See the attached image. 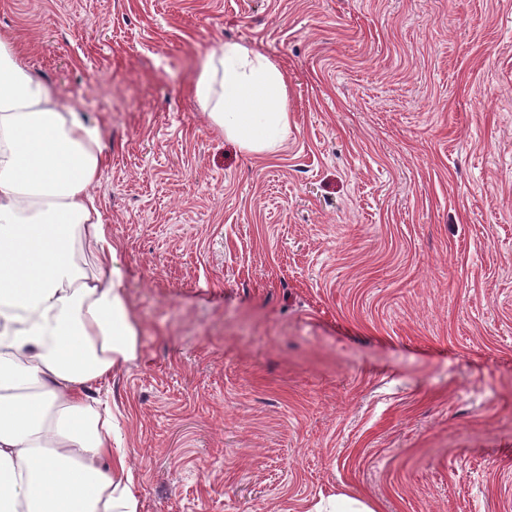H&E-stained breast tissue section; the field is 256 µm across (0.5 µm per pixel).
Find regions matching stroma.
<instances>
[{"instance_id": "stroma-1", "label": "stroma", "mask_w": 512, "mask_h": 512, "mask_svg": "<svg viewBox=\"0 0 512 512\" xmlns=\"http://www.w3.org/2000/svg\"><path fill=\"white\" fill-rule=\"evenodd\" d=\"M0 37L103 130L141 512H512V0H0ZM227 41L287 77L272 152L195 99ZM318 512H375V509L361 496L336 495L329 499L324 506H320Z\"/></svg>"}]
</instances>
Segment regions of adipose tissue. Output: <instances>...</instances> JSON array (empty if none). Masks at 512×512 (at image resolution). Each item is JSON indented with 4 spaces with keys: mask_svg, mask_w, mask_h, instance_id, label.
<instances>
[{
    "mask_svg": "<svg viewBox=\"0 0 512 512\" xmlns=\"http://www.w3.org/2000/svg\"><path fill=\"white\" fill-rule=\"evenodd\" d=\"M194 96L250 154L288 136V85L227 41ZM99 126L60 105L0 39V512H140L99 382L133 359L139 330L112 228L91 188Z\"/></svg>",
    "mask_w": 512,
    "mask_h": 512,
    "instance_id": "1",
    "label": "adipose tissue"
}]
</instances>
